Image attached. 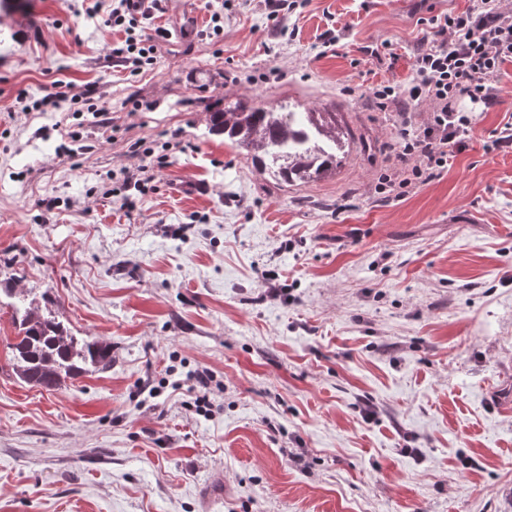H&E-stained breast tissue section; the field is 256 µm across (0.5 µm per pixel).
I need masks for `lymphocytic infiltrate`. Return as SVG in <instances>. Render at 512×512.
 <instances>
[{"instance_id":"obj_1","label":"lymphocytic infiltrate","mask_w":512,"mask_h":512,"mask_svg":"<svg viewBox=\"0 0 512 512\" xmlns=\"http://www.w3.org/2000/svg\"><path fill=\"white\" fill-rule=\"evenodd\" d=\"M163 0H112L106 26L124 31L113 53L132 72L156 61L154 36L138 34L142 19L161 10ZM428 33L413 63L414 75L403 89L389 84L372 87L370 96L382 112L404 114L409 106L428 101L430 118L404 131L394 147L402 164L410 165L414 182L426 183L447 168L456 151L473 134L472 120L460 103L490 105L503 78L502 66L512 61V10L503 0H476L461 13L427 19Z\"/></svg>"}]
</instances>
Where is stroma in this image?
Masks as SVG:
<instances>
[{
  "mask_svg": "<svg viewBox=\"0 0 512 512\" xmlns=\"http://www.w3.org/2000/svg\"><path fill=\"white\" fill-rule=\"evenodd\" d=\"M471 3L306 0L277 23L261 0H168L139 75L90 0L0 13V512H512V146L488 147L512 61L492 106L464 102L466 148L400 199L378 177L429 105L368 97L411 77L421 18ZM384 41L388 68L363 52ZM57 79L91 109L37 113ZM253 97L335 113L336 170L280 183L210 133L209 106ZM137 142L165 166L126 210L110 190ZM24 302L111 343V368L21 380ZM200 367L222 385L207 418ZM191 380L193 381L192 387L200 388L198 393L202 392V395L195 398L193 407L196 413L202 416L211 415V409L209 408L211 405L207 394L211 390L212 383L214 382V374L207 369H196L191 374Z\"/></svg>",
  "mask_w": 512,
  "mask_h": 512,
  "instance_id": "35a3bbf8",
  "label": "stroma"
}]
</instances>
